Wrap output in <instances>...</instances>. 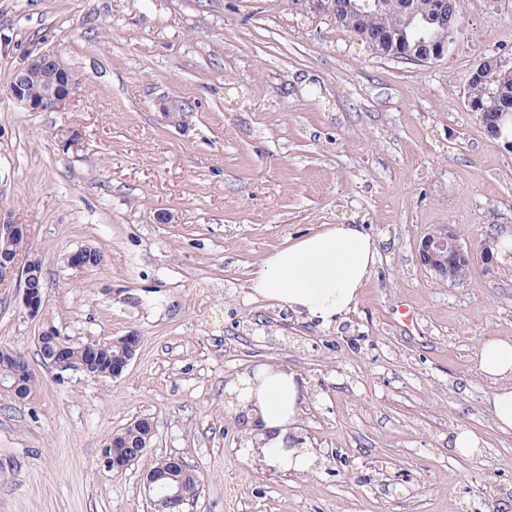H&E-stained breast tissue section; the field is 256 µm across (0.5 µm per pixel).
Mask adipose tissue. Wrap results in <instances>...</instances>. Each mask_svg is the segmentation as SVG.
I'll return each mask as SVG.
<instances>
[{
  "label": "adipose tissue",
  "mask_w": 512,
  "mask_h": 512,
  "mask_svg": "<svg viewBox=\"0 0 512 512\" xmlns=\"http://www.w3.org/2000/svg\"><path fill=\"white\" fill-rule=\"evenodd\" d=\"M377 257L375 243L357 224H328L270 254L251 273L253 298L288 306L297 315L328 329L356 308ZM479 370L494 386L490 411L495 426L512 430V341L487 340ZM237 413L253 436L250 450L267 467L303 473L317 456L299 434L305 381L293 369L262 364L230 383Z\"/></svg>",
  "instance_id": "ef3b65f1"
}]
</instances>
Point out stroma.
<instances>
[{"label": "stroma", "instance_id": "obj_1", "mask_svg": "<svg viewBox=\"0 0 512 512\" xmlns=\"http://www.w3.org/2000/svg\"><path fill=\"white\" fill-rule=\"evenodd\" d=\"M456 7L447 59L420 65L307 0H0V211L28 225L46 278L36 318L0 286V346L40 379L22 401L0 392V512H152L141 476L169 455L200 479L181 512H512V431L477 369L487 339L512 340V256L460 285L418 258L438 224L472 249L512 236V153L465 104L479 58L512 60V0ZM37 48L77 79L64 111L7 93ZM322 224L364 225L379 252L333 329L248 288ZM86 246L103 266L69 267ZM46 321L74 343H141L121 377L93 379L42 362ZM261 363L307 382L312 473L266 468L227 407V382ZM139 416L150 450L105 470L100 448ZM460 427L474 455L449 448Z\"/></svg>", "mask_w": 512, "mask_h": 512}]
</instances>
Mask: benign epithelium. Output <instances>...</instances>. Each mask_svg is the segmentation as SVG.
Listing matches in <instances>:
<instances>
[{
	"label": "benign epithelium",
	"mask_w": 512,
	"mask_h": 512,
	"mask_svg": "<svg viewBox=\"0 0 512 512\" xmlns=\"http://www.w3.org/2000/svg\"><path fill=\"white\" fill-rule=\"evenodd\" d=\"M312 4L333 21L350 27L379 57L418 64L433 63L448 57L452 45V41L448 39V19L457 14L455 0H429L425 5L420 0H398L400 25L409 26L418 18L432 25V28L426 29L425 36L412 43L403 37H395V29L369 26L370 17L385 10L382 0H350L345 7L339 5L337 0H312ZM506 73H512V66L501 57H481L468 75L466 107L467 111L478 116L489 139L498 142V146L504 150L512 152V137L502 135V125L508 121L512 123V100L504 99V102L498 104V110L491 114L485 100L472 92L476 86L488 87L489 83ZM34 85L41 86L43 92L39 95L31 93ZM75 86L74 74L57 53L36 49L28 54L26 62L15 71L7 93L30 112L61 111L73 100ZM418 254L422 265L434 271L439 279L452 283L456 282V270L470 266L474 261V253L460 244L451 224L433 227L420 241ZM33 264L32 258L22 261L10 254H0V275L10 281H20L21 303L27 314L35 318L43 310V292L29 284V278L33 275ZM140 341V336L134 332L115 339L114 343L121 347V353L105 369L99 366V342L87 343L83 345L84 361L79 369L91 377L107 375L117 378L135 358ZM49 364L61 370L74 366L70 342L67 339L64 338L56 344L50 353ZM28 372L29 369L25 366L19 370L3 368L0 371V392L20 398ZM136 424L144 431V438L126 453H112V448L107 443L100 449V464L106 470L116 474L125 472L151 447L153 422L148 417H139ZM174 464L175 459L166 456L143 474L144 486L153 494L154 512H178V508L186 502L182 486L169 482Z\"/></svg>",
	"instance_id": "7a95c632"
}]
</instances>
